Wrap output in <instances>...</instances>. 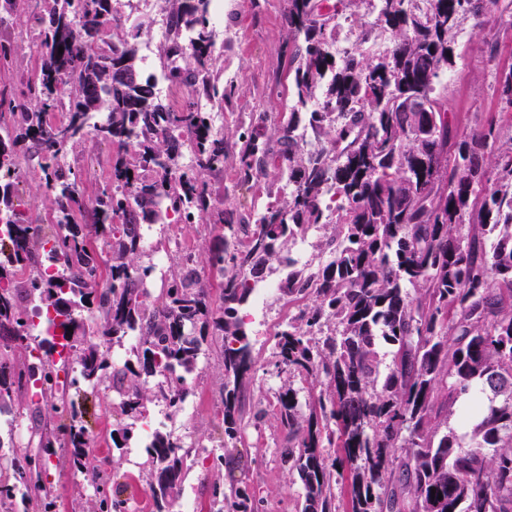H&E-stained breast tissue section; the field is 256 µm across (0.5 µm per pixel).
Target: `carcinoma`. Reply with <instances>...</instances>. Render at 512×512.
Wrapping results in <instances>:
<instances>
[{"instance_id":"obj_1","label":"carcinoma","mask_w":512,"mask_h":512,"mask_svg":"<svg viewBox=\"0 0 512 512\" xmlns=\"http://www.w3.org/2000/svg\"><path fill=\"white\" fill-rule=\"evenodd\" d=\"M121 2L35 0L20 12L0 0V24L33 31L39 62L26 84L29 104L0 94V120H11L0 136V211L15 215L0 259V409L16 402L13 417H26L36 376L49 408L27 445L0 455V512H51L45 469L59 451L73 478L94 489L96 512H126L121 492L89 461L92 437L71 375L86 394L109 378L119 383V409L131 422L112 430V443L125 448L147 404L171 409L182 400L186 389L172 375L190 376L201 357L216 354L223 437L208 464H230L253 363L241 316L251 289L241 276L266 277L288 244L327 227L320 249L329 260L288 269L283 289L311 301L276 334L269 363L289 380L321 385L306 415L292 384L276 397L279 427L294 442L286 458L303 483L302 512H335L345 462L351 512H512V138L501 141L492 123L454 135L437 92L463 22L507 25L512 0H379L367 34L384 32L390 46L372 58L333 51L336 6L287 0L291 111L279 120L248 113L232 155L211 125V111L232 102L238 84L224 78L215 53L209 0H162L158 63L180 59L172 80L188 89L177 109L142 75L144 27L119 22ZM496 83L512 109L511 66ZM412 98L424 111L408 108ZM315 100L320 106L308 108ZM53 112L62 114L57 123L48 120ZM96 112L106 113L93 128L97 139L117 152L108 181L87 198L82 172L60 156ZM300 126L308 138L295 136ZM23 141L33 149L21 154ZM230 156L238 187L265 185L244 217L224 208L210 184ZM33 160L61 215L39 232L14 205L21 163ZM75 211L89 216L92 233ZM170 212L215 236L199 247L174 242L167 277L152 291L138 226L164 224ZM48 243L63 263L46 279L38 265ZM217 263L218 306L206 276ZM20 274L54 328L50 340L21 333ZM130 331L138 347L115 368L110 346ZM381 341L392 347L387 367ZM14 345L28 356L10 353ZM145 452L156 512H169L199 445L159 431ZM210 497L211 512H259L233 481L214 483Z\"/></svg>"}]
</instances>
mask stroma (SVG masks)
Returning <instances> with one entry per match:
<instances>
[{
    "label": "stroma",
    "instance_id": "stroma-1",
    "mask_svg": "<svg viewBox=\"0 0 512 512\" xmlns=\"http://www.w3.org/2000/svg\"><path fill=\"white\" fill-rule=\"evenodd\" d=\"M225 8L224 74L235 78L239 85L237 99L224 108V139L232 144L236 141L238 118L256 111L275 115L285 109L276 80L285 58L286 33L281 20V0H269L258 15L253 14L250 0H225ZM0 36L17 38L19 44L17 55L0 62V92L22 93L36 62L29 55L27 40L18 38L16 30L2 28ZM492 42L498 45V55L494 58L488 49ZM508 65H512V29H480L470 21L463 24L455 44L453 78L444 91L454 133L461 135L493 122L501 128L503 137L512 136V112L500 104L494 79L495 70ZM115 153V147L97 142L89 133L79 145L66 151L65 162L86 174L85 188L91 193L107 179ZM15 205L24 217L38 219L42 224L55 223L58 215L44 192L39 172L34 170L23 174ZM294 311L288 295L280 292L267 307L265 325L252 321L246 324L254 365L242 415L243 438L229 471L218 472L199 464L191 470L185 486L201 501H208L214 482L232 477L241 480L260 499L259 512H299L301 508L303 484L296 470L280 457L281 448L288 445V435L277 423L276 394L286 379L271 374L268 366L274 335ZM195 378L203 402L186 430L192 440L219 443L222 418L213 415L211 408L220 404L223 395L224 371L220 358L210 356ZM258 408L265 409L266 414L256 428L251 419ZM91 453L98 460L110 456L108 470L112 481L135 512H155L144 467L127 464L124 450L113 447L108 437L96 442ZM48 475L55 488L54 512H91L96 503L92 491L76 484L58 461H51Z\"/></svg>",
    "mask_w": 512,
    "mask_h": 512
}]
</instances>
